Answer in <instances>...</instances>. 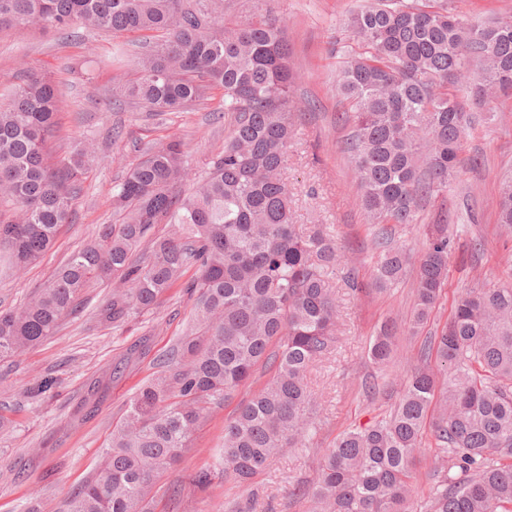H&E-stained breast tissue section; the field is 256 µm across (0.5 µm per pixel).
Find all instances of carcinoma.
<instances>
[{"mask_svg": "<svg viewBox=\"0 0 512 512\" xmlns=\"http://www.w3.org/2000/svg\"><path fill=\"white\" fill-rule=\"evenodd\" d=\"M226 0H0V29L38 25L150 32L134 59L138 77L112 86V103L180 112L224 91L231 132L206 177L192 180L176 135L149 148L112 194L119 224L73 252L17 310L0 312V358L20 357L57 333L93 281L113 284L101 316L120 324L154 310L185 269L196 294L192 326L131 400L112 431L98 471L61 512H151L155 478L189 447L199 420L223 406L256 367H275L267 384L224 421V481L247 484L285 448H302L313 429L309 367L332 353L339 306L330 275L341 259L331 232L304 234L284 179L297 123L296 74L277 20L228 26ZM348 25L358 40L336 72L350 103L344 143L378 252L373 281L385 291L409 257L388 225L417 223L422 201L448 188L461 167L471 116L457 91L487 102L512 96V15L470 27L448 0H369ZM481 72L470 78L468 65ZM58 110L56 83L37 70L0 82V262L21 271L69 223L86 165L83 143L52 164L46 144ZM497 223L512 229V176L502 181ZM174 226L168 236L155 225ZM146 245L144 257L134 252ZM448 224L427 225L416 269L412 328L427 323L448 282L455 249ZM394 329L381 325L367 357L379 368L395 355ZM410 370L389 415L345 430L324 450L319 477L292 494L312 512H412L426 424L437 440L429 512H512V281L454 299L437 336Z\"/></svg>", "mask_w": 512, "mask_h": 512, "instance_id": "obj_1", "label": "carcinoma"}]
</instances>
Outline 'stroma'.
I'll list each match as a JSON object with an SVG mask.
<instances>
[{"instance_id":"stroma-1","label":"stroma","mask_w":512,"mask_h":512,"mask_svg":"<svg viewBox=\"0 0 512 512\" xmlns=\"http://www.w3.org/2000/svg\"><path fill=\"white\" fill-rule=\"evenodd\" d=\"M364 2L232 0L229 18L246 22L270 13L279 17L300 76L294 97L302 117L286 169L295 221L306 233L330 227L345 262L367 285L375 252L354 166L341 149L349 128L336 117L347 104L335 91L336 71L345 52L355 46L347 19ZM142 39L139 33L115 36L101 31H81L66 39L36 26L0 31V79L21 82L22 68L32 67L49 73L62 93L55 132L47 144L50 161L69 158L83 141L97 151L96 160L87 165L71 223L60 227L38 264L19 274H0V311L23 305L71 252L96 238L101 225L119 223L112 191L141 160L144 148L180 136L196 178L223 151L231 129L229 118L222 115L223 90H213L189 112L111 109L114 81L136 76L134 67L118 72L109 66L112 47L123 43L133 51ZM458 97L465 111L484 116L468 129L463 151L464 158L477 155L483 164L476 169L462 166L442 195L423 202L417 224L394 227L393 239L406 248L412 262L395 287L355 296L342 272L333 275L331 286L342 314L339 340L335 351L307 375L318 401L317 432L309 447L288 450L244 486L217 478L202 492L191 484L192 475L215 466L225 419L271 377V369L258 367L225 406L199 422L179 461L157 475L160 492L154 512H224L225 503L246 501L252 502L253 512H309L308 500L291 496V487L312 485L323 449L348 427L368 424L396 401L422 342L446 325L458 292L512 279V267L504 263L512 254V233L500 228L495 215L501 182L512 174V97L489 105L464 89ZM443 215L457 231L448 283L428 323L415 332L410 325L414 264L427 225ZM475 236L484 243L482 252L471 250ZM195 275V268H188L157 309L116 327L99 316L111 285L92 283L81 308L62 320L56 335L22 357L0 360V415L9 421L0 430V512H29L34 506L39 512H59L70 492L96 473L134 393L190 328L194 297L186 285ZM386 321L397 327L399 356L381 371L368 360L367 349ZM46 377L54 379L53 389L31 398L30 387Z\"/></svg>"}]
</instances>
